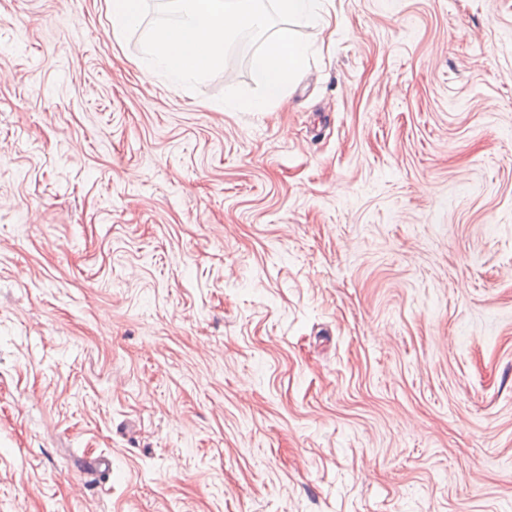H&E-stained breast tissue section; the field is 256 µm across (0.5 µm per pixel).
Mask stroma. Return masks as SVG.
I'll use <instances>...</instances> for the list:
<instances>
[{
    "label": "stroma",
    "mask_w": 512,
    "mask_h": 512,
    "mask_svg": "<svg viewBox=\"0 0 512 512\" xmlns=\"http://www.w3.org/2000/svg\"><path fill=\"white\" fill-rule=\"evenodd\" d=\"M324 9L228 112L0 0V512H512V0Z\"/></svg>",
    "instance_id": "stroma-1"
}]
</instances>
